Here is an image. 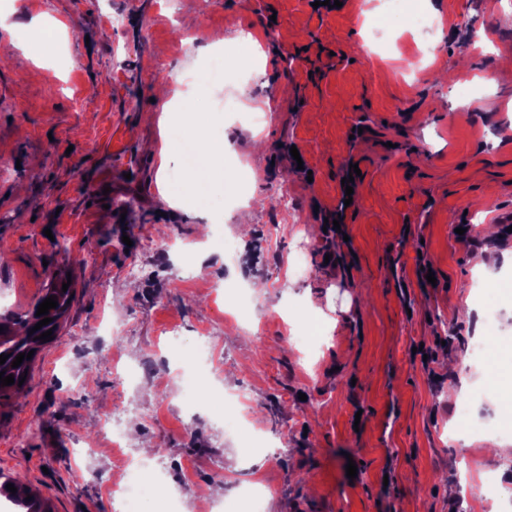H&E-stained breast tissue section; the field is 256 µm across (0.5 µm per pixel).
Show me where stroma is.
<instances>
[{
  "label": "stroma",
  "instance_id": "stroma-1",
  "mask_svg": "<svg viewBox=\"0 0 512 512\" xmlns=\"http://www.w3.org/2000/svg\"><path fill=\"white\" fill-rule=\"evenodd\" d=\"M390 0H343L315 12L310 0H0V314L27 315L51 284L74 299L42 344L23 394L0 400V471L19 478L53 512H114L106 488L127 470L97 440L105 415L126 413L130 448L148 444L168 468L164 488L182 512L234 493L261 473L286 512H490L469 489L496 468L487 450L512 431L480 433L501 414L471 359L489 336L512 341V0H425L433 33L388 29L373 38ZM56 19L55 47L18 24ZM255 45L234 83L209 62L216 39ZM488 32V46L469 45ZM65 52L69 67L55 64ZM189 71L221 117L225 193L239 169L244 193L215 221L168 167L173 202L159 203L162 137L155 89L180 91ZM494 83H483L484 75ZM273 101L261 129L215 107ZM302 155L305 167L294 157ZM353 195L343 180L351 165ZM294 211L271 223L270 202ZM349 209L344 238L323 230ZM471 229L456 236V225ZM237 244L235 259L222 240ZM308 267L293 271L297 250ZM189 274L179 275L184 254ZM483 254L498 289L496 330H476ZM137 276H130L131 267ZM435 283H428L427 273ZM248 287L252 318L227 315L223 287ZM323 336L316 350L296 308ZM125 325L105 336L104 322ZM184 340L212 333L210 381L245 392L252 422L279 434L272 461L250 455L224 430L221 400L197 416L183 409ZM163 365L134 383L110 370ZM472 388L464 401L448 391ZM96 443L95 457L83 455ZM357 462L356 478L345 467Z\"/></svg>",
  "mask_w": 512,
  "mask_h": 512
}]
</instances>
